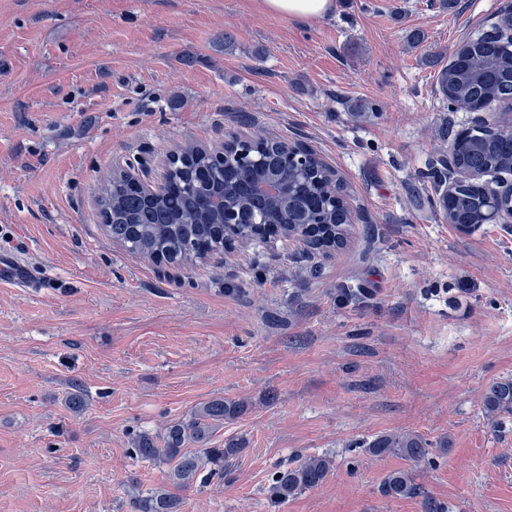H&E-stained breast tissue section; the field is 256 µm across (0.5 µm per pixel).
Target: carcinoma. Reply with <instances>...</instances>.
<instances>
[{"label":"carcinoma","mask_w":512,"mask_h":512,"mask_svg":"<svg viewBox=\"0 0 512 512\" xmlns=\"http://www.w3.org/2000/svg\"><path fill=\"white\" fill-rule=\"evenodd\" d=\"M440 93L451 103L471 101L483 106L512 103V46L505 41L478 35L468 39L465 52L453 56L437 73ZM290 144L285 140L231 138L225 144L224 172L206 159L191 160L184 174L192 189L167 188L161 202L148 203L141 193L117 181L101 191L100 206L111 223L105 225L113 241L129 245L128 251H158L171 261L191 265L197 252L215 250L224 240V228L214 224H189L203 197L201 189H214L224 181V201L232 211L231 233L247 241H261L256 235L261 225L295 224L312 242L316 251H337L348 242L352 217L344 205L346 187L333 182L325 164L314 159L298 170H287ZM512 164V131L475 128L466 135V143L455 154V168L461 175L487 176L508 169ZM264 175L271 180L286 178L294 184L288 206L276 210L268 199L256 192L255 182ZM433 178L432 203L443 215H451L457 224L473 227L484 223L489 208L506 202H488L482 184L461 180L452 195L444 194L443 180ZM489 416L512 413V380L491 384L483 400ZM240 405L232 400L215 399L203 403L187 421H178L164 432L142 434L135 440L136 456L167 466L165 480L158 488L140 498L137 512H181L177 490H189L197 482L224 475V464L243 452L236 443L224 448L211 446L213 423L235 416ZM194 445L196 449L188 450ZM374 454L394 453L412 462L428 455L423 441L413 435L379 436L367 444ZM332 458L309 455L292 467L273 473L269 499L282 504L290 498L322 484L332 470ZM410 469L391 472L384 482V493L393 497L418 494Z\"/></svg>","instance_id":"obj_1"}]
</instances>
